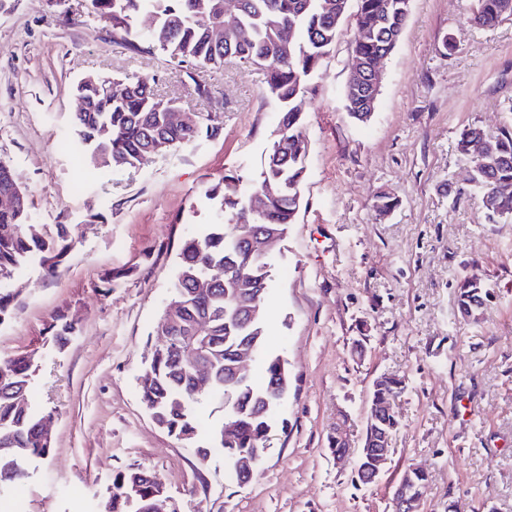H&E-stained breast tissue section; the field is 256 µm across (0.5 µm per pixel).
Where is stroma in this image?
<instances>
[{
    "instance_id": "stroma-1",
    "label": "stroma",
    "mask_w": 512,
    "mask_h": 512,
    "mask_svg": "<svg viewBox=\"0 0 512 512\" xmlns=\"http://www.w3.org/2000/svg\"><path fill=\"white\" fill-rule=\"evenodd\" d=\"M471 5L411 0L367 122L343 109L353 19L313 78L303 206L268 257V345L290 364L288 397L241 486L222 452L200 459L159 428L137 382L187 233L215 220L207 189L234 175L249 191L264 166L280 120L264 75L227 63L192 79L162 54L135 56L89 0H0V160L32 222L74 237L55 276L32 260L7 283L0 357L32 355L31 398L56 419L52 454L24 462L21 512H96L113 472L136 468L178 512H391L411 465L429 474L421 512H512V219H488L457 150L465 127L493 136L512 123V17L485 28ZM89 73L149 77L212 126L137 167L92 168L69 122ZM466 275L493 293L469 320L457 311ZM60 314L76 321L61 348L48 330ZM391 374L405 381L399 426L384 472L362 485L328 436L341 419L361 447L373 382Z\"/></svg>"
}]
</instances>
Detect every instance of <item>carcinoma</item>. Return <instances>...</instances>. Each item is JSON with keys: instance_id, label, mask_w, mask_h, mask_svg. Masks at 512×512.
<instances>
[{"instance_id": "1", "label": "carcinoma", "mask_w": 512, "mask_h": 512, "mask_svg": "<svg viewBox=\"0 0 512 512\" xmlns=\"http://www.w3.org/2000/svg\"><path fill=\"white\" fill-rule=\"evenodd\" d=\"M350 0H239L233 12L224 11V0H90L92 11L112 26L114 40L136 54L158 50L169 60L196 71L238 61L265 71V92L279 108V133L267 149V161L251 190L243 192L238 181L228 177L211 186L206 195L218 207L216 222L187 239L179 254L173 292L158 323L155 345L139 377L138 390L158 427L194 448L197 456L212 451L224 453L229 472L238 484L249 482L236 468L242 453L264 452L275 412L288 396V361L267 345V295L260 301V317L247 327L238 320V299L243 282L236 271L245 267L252 286L270 281L265 258L241 254L242 237L256 226L270 225L288 233L302 205L301 187L306 174L309 141L302 112V97L338 38L347 18ZM356 33L349 64L365 74L391 54L408 17L410 0H356ZM152 21L147 33L135 25L139 14ZM512 16V0H474L472 20L493 26ZM222 30L219 40L211 36ZM297 32L288 52L280 46L282 30ZM85 83L75 94L88 100L86 112H75L72 123L80 143L95 168H134L142 155L156 144L159 153L195 141L203 116L193 113L190 124L175 125L159 106L150 81L126 77L132 90L108 98L99 86ZM344 108L349 116L366 122L371 112L363 108L357 87L346 84ZM488 135L480 128L465 127L458 137L460 153L472 163L471 182L483 207L497 218L512 217V193L499 187L512 185V130L505 127L495 136L496 147L483 150ZM271 187L267 205L259 214L244 215L256 193ZM0 195H13L16 203L0 208V325L12 317V291L1 287L26 261L37 258L49 275L55 274L73 244L64 225L50 236L29 223L31 202L6 163L0 161ZM485 283L466 277L458 285L457 306L462 311L482 308ZM209 319V331L195 337L199 320ZM74 319L54 318L51 330L64 342L75 330ZM254 345L255 365L237 374L233 356L244 340ZM194 341L205 347L208 380L195 389L194 369L183 352V344ZM33 358L10 355L0 358V495L22 481L27 472L24 458H46L54 441L45 430L49 413L36 410L29 401ZM219 398L224 421L209 440L198 441L201 418L198 408ZM161 479L146 469L119 470L112 474V495L103 512H157Z\"/></svg>"}]
</instances>
